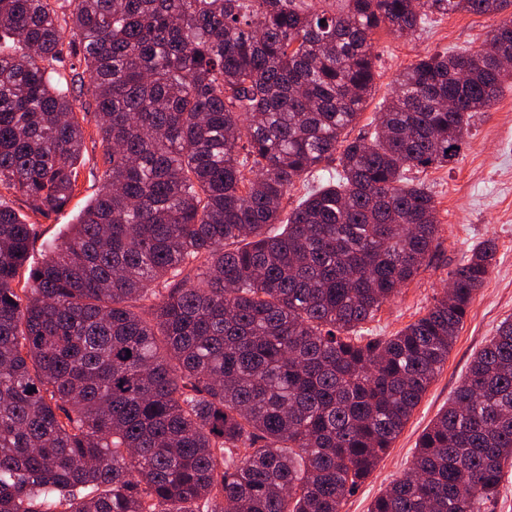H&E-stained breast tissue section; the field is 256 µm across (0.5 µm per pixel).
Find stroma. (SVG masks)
I'll list each match as a JSON object with an SVG mask.
<instances>
[{
	"label": "stroma",
	"mask_w": 512,
	"mask_h": 512,
	"mask_svg": "<svg viewBox=\"0 0 512 512\" xmlns=\"http://www.w3.org/2000/svg\"><path fill=\"white\" fill-rule=\"evenodd\" d=\"M496 22L493 16L436 11L410 36L377 30L373 37L372 95L358 121L347 129V138L363 137L371 131L376 112L405 67L426 55L476 47ZM83 127L84 162L79 167L75 195L63 211L30 213L22 200L0 188V199L8 201L34 226L30 264L42 261L103 184V146L93 115H86ZM420 178L436 201L441 245L429 265L369 322L372 335H392L424 315L434 297L447 288L450 272L473 244L494 239L496 262L471 304L443 369L373 474L345 499L342 512H369L375 498L404 473L420 435L447 405L473 355L494 335L500 321L512 316V85L504 88L489 111L473 117L467 145L457 162L429 169Z\"/></svg>",
	"instance_id": "obj_1"
}]
</instances>
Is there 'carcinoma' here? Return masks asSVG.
<instances>
[{"instance_id":"carcinoma-1","label":"carcinoma","mask_w":512,"mask_h":512,"mask_svg":"<svg viewBox=\"0 0 512 512\" xmlns=\"http://www.w3.org/2000/svg\"><path fill=\"white\" fill-rule=\"evenodd\" d=\"M327 2L0 0V186L68 206L87 94L105 167L21 288L33 225L0 201V512H341L448 361L493 239L414 322L364 324L440 245L409 172L457 161L512 78V13L343 134L378 29L512 0ZM511 462L507 317L370 512H487Z\"/></svg>"}]
</instances>
